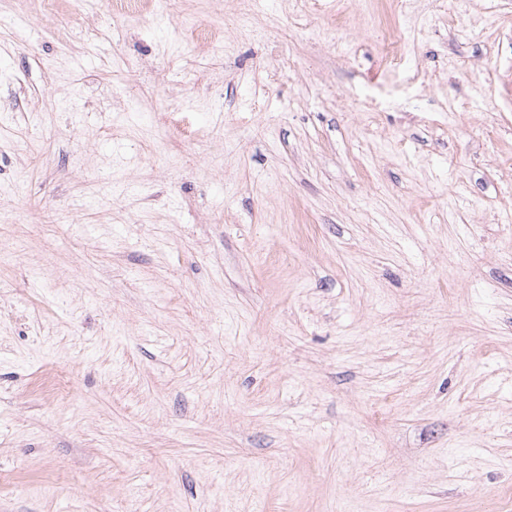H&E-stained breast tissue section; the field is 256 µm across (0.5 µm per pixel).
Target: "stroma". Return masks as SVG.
I'll use <instances>...</instances> for the list:
<instances>
[{"instance_id": "obj_1", "label": "stroma", "mask_w": 512, "mask_h": 512, "mask_svg": "<svg viewBox=\"0 0 512 512\" xmlns=\"http://www.w3.org/2000/svg\"><path fill=\"white\" fill-rule=\"evenodd\" d=\"M0 512H512V0H0Z\"/></svg>"}]
</instances>
